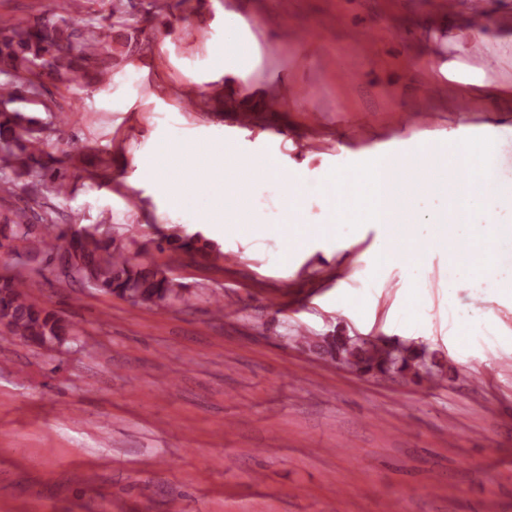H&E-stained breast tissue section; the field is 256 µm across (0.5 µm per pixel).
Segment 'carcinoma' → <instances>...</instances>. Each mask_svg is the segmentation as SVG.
<instances>
[{
    "label": "carcinoma",
    "instance_id": "carcinoma-1",
    "mask_svg": "<svg viewBox=\"0 0 512 512\" xmlns=\"http://www.w3.org/2000/svg\"><path fill=\"white\" fill-rule=\"evenodd\" d=\"M93 2L68 3L60 12L50 8L26 24L0 17V199L16 196V178H26L27 193L24 205L3 217L0 248L1 240H10L14 253L40 257L47 264L58 255L59 247L39 228L57 227L59 212L51 198L66 201L72 194L67 170L54 166V159L44 156L46 132L63 126L64 116L56 110L47 84L66 82L71 88L89 78L99 89L109 90L112 67L106 49L114 28L126 32L128 52L143 50L124 0H111L106 17L91 9ZM17 103L41 106L48 120L20 111L15 108ZM71 247L75 261L64 273L66 278L121 297L134 306L187 301L181 283L158 268L136 262L139 251H131L137 247L134 240L117 244L112 238L102 237L96 224L72 234ZM23 285L30 288L32 282L23 275L0 274V323H7L6 335L47 348L67 342L74 327L46 306L24 298L19 291ZM292 339L336 363L381 375H417L429 358L423 348H378L369 341L342 334L316 341L298 332Z\"/></svg>",
    "mask_w": 512,
    "mask_h": 512
}]
</instances>
